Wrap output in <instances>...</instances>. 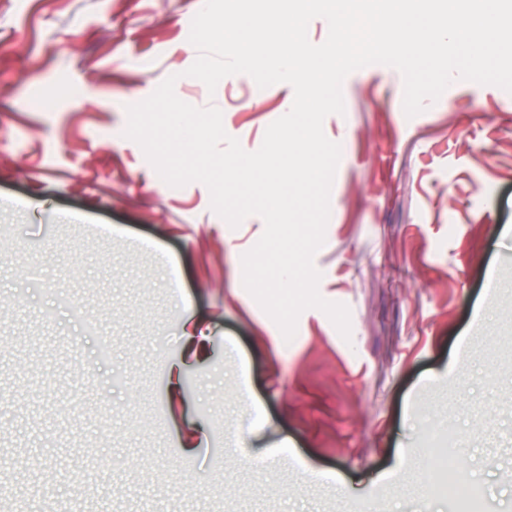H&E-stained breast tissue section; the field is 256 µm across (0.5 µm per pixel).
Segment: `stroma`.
<instances>
[{
    "mask_svg": "<svg viewBox=\"0 0 512 512\" xmlns=\"http://www.w3.org/2000/svg\"><path fill=\"white\" fill-rule=\"evenodd\" d=\"M195 14L193 0H0V499L448 512L434 445L477 490L461 512H512V94L457 80L409 118L391 70L345 79V112L323 123L341 159L314 264L352 340L308 309L287 342L242 285L262 218L231 228L205 185L168 186L123 135L126 106L196 60ZM252 84L175 93L218 107L253 152L294 91ZM187 320L208 329L204 358Z\"/></svg>",
    "mask_w": 512,
    "mask_h": 512,
    "instance_id": "obj_1",
    "label": "stroma"
}]
</instances>
